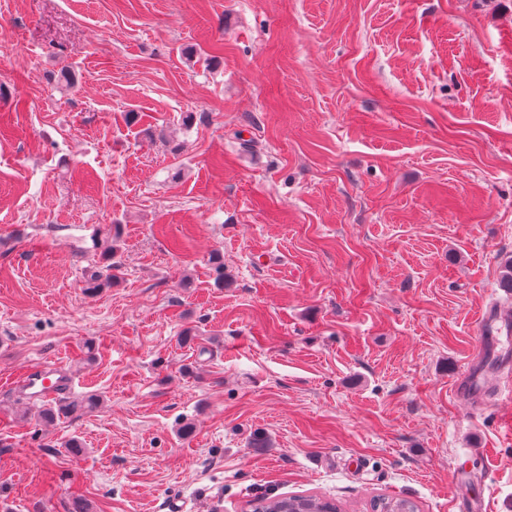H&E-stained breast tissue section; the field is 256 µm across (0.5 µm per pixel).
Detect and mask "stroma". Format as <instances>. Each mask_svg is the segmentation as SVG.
I'll list each match as a JSON object with an SVG mask.
<instances>
[{"instance_id":"stroma-1","label":"stroma","mask_w":512,"mask_h":512,"mask_svg":"<svg viewBox=\"0 0 512 512\" xmlns=\"http://www.w3.org/2000/svg\"><path fill=\"white\" fill-rule=\"evenodd\" d=\"M510 258L512 0H0V512H512ZM120 235V224H111L107 232L96 241L100 249L99 259L85 270L83 276L84 292L93 296L105 288H112L120 278V263L116 260V242ZM25 390L32 397L49 399L73 388L74 379L61 362L42 363L27 368L21 377ZM101 405V397L97 393H91L79 400L59 401L55 404H46L40 411V419L46 424L55 422L61 418L81 416L95 411ZM254 502L255 507L261 508L262 512H287L284 511L288 502V512H343L342 505L333 498L317 495H291L284 497H256L248 502ZM313 506V511H302L304 507ZM321 507L322 509H320ZM300 511H290L289 509ZM379 507L377 512H419L416 502L407 498L380 496L373 499L372 508Z\"/></svg>"}]
</instances>
